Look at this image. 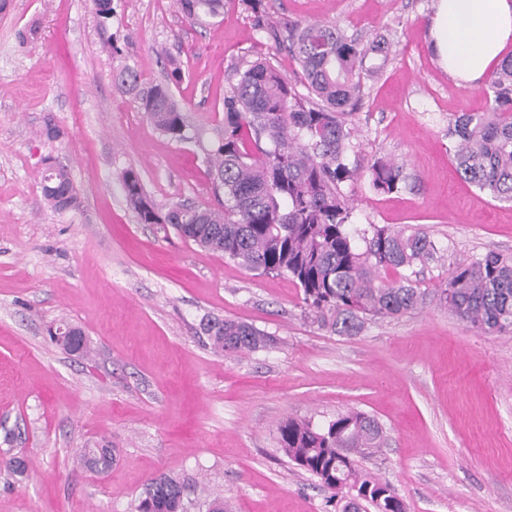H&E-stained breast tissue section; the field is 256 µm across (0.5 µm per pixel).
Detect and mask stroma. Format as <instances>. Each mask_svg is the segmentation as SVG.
Masks as SVG:
<instances>
[{
	"label": "stroma",
	"mask_w": 512,
	"mask_h": 512,
	"mask_svg": "<svg viewBox=\"0 0 512 512\" xmlns=\"http://www.w3.org/2000/svg\"><path fill=\"white\" fill-rule=\"evenodd\" d=\"M264 3L274 21L327 22L392 46L379 76L363 81L348 163L391 158L406 185L381 194L364 180L345 184L351 231L421 230L447 245V259L417 276L428 292L456 259L512 253V204L455 169L448 125L488 99L437 61L435 0ZM113 7L105 26L92 0H10L0 11V454L30 461L20 480L0 470V512H134L163 474L206 487L187 512H206L209 497L227 512H327L325 492L281 452L278 427L349 409L384 426L385 447L360 465L396 489L406 512H512V333H478L433 301L338 336L313 324L288 276L140 223L125 169L161 207L216 205L203 157L224 128L231 69L261 57L290 78L299 67L240 8L200 26L175 0ZM122 63L146 88L180 66L171 89L192 140L155 129L112 79ZM49 114L63 131L55 140L41 133ZM48 157L68 166L79 209L47 208ZM208 316L252 324L275 343L217 353L201 329ZM60 321L85 331L91 357L49 341ZM97 443L114 454L105 473L77 462Z\"/></svg>",
	"instance_id": "obj_1"
}]
</instances>
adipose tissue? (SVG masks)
<instances>
[{"label": "adipose tissue", "instance_id": "ef3b65f1", "mask_svg": "<svg viewBox=\"0 0 512 512\" xmlns=\"http://www.w3.org/2000/svg\"><path fill=\"white\" fill-rule=\"evenodd\" d=\"M431 34L449 78L476 83L512 41V0H437Z\"/></svg>", "mask_w": 512, "mask_h": 512}]
</instances>
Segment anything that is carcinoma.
I'll return each mask as SVG.
<instances>
[{
	"mask_svg": "<svg viewBox=\"0 0 512 512\" xmlns=\"http://www.w3.org/2000/svg\"><path fill=\"white\" fill-rule=\"evenodd\" d=\"M234 3L252 14L255 27L275 45H288L307 94L268 59L233 69L224 94V130L205 158L206 173L215 191L223 193L224 205L177 203L163 209L147 196L132 168L121 176L127 203L142 224L170 227L249 271L291 277L313 322L338 336L359 335L369 317L394 319L423 307L429 293L418 288L417 268L444 257L445 248L425 232L374 224L354 235L349 229L353 205L341 191L359 175L347 163L355 148L349 118L362 105L363 77L380 71L366 61L387 59L390 45L381 39L364 42L324 22L283 28L271 21L264 0H176L194 24L220 17ZM113 79L160 133L186 138L184 116L169 84L144 88L127 64L113 72ZM487 96L486 111L463 112L449 125L453 159L460 175L480 192L512 203V55L491 73ZM366 176L377 193H393L406 182L403 166L385 157L374 159ZM41 184L52 210L79 208L66 165L48 159ZM398 269L409 274L385 278ZM437 298L476 331L511 333L512 253L491 251L456 262ZM203 331L212 348L224 353L257 351L273 342L267 332L232 319H210ZM278 433L283 454L330 492L326 503L334 509L347 512L350 497L356 496L364 512H406L394 504L391 485L358 464L386 444V432L374 417L349 410L322 429L289 418ZM80 460L105 472L112 466V449L84 448ZM184 490L194 493L199 485L154 478L138 498L136 512H176Z\"/></svg>",
	"mask_w": 512,
	"mask_h": 512,
	"instance_id": "carcinoma-1",
	"label": "carcinoma"
}]
</instances>
